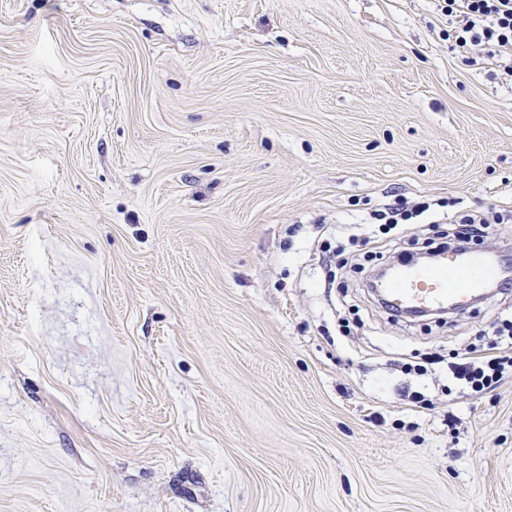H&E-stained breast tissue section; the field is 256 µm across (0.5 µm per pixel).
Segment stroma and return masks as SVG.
<instances>
[{"mask_svg":"<svg viewBox=\"0 0 512 512\" xmlns=\"http://www.w3.org/2000/svg\"><path fill=\"white\" fill-rule=\"evenodd\" d=\"M436 0H0V512H512V294L395 317L323 249L512 204ZM409 208L407 202L396 200L392 203L384 204L382 208L371 213V219L383 221L381 224H390L388 232L402 226L399 224H411V220L416 219L430 209L426 203L418 204ZM497 340L482 357L458 353L453 364L454 377L476 393L493 390L512 379V319H502L495 326ZM499 339V340H498Z\"/></svg>","mask_w":512,"mask_h":512,"instance_id":"stroma-1","label":"stroma"}]
</instances>
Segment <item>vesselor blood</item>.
Listing matches in <instances>:
<instances>
[{
  "label": "vessel or blood",
  "instance_id": "1",
  "mask_svg": "<svg viewBox=\"0 0 512 512\" xmlns=\"http://www.w3.org/2000/svg\"><path fill=\"white\" fill-rule=\"evenodd\" d=\"M494 260L475 249L458 247L439 253L427 267L395 269L380 285L392 312L435 313L467 308L476 292L491 283Z\"/></svg>",
  "mask_w": 512,
  "mask_h": 512
}]
</instances>
